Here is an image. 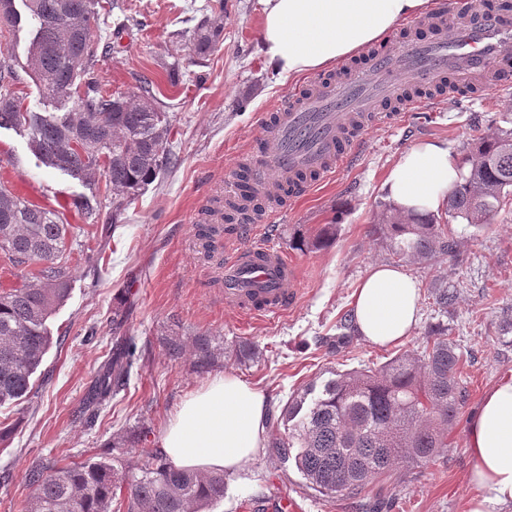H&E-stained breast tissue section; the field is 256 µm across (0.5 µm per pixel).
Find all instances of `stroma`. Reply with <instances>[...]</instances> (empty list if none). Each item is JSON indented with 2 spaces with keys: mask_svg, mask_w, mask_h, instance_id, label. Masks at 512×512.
<instances>
[{
  "mask_svg": "<svg viewBox=\"0 0 512 512\" xmlns=\"http://www.w3.org/2000/svg\"><path fill=\"white\" fill-rule=\"evenodd\" d=\"M129 2L146 25L120 51L100 57L96 73L111 90L122 92L135 87L140 75L152 78L153 92L168 114L177 161L128 205L109 236H101L99 225L84 223L78 212L67 214L73 238L85 251L73 258L68 298L47 321L56 342L31 378L37 407H0V424L10 429L0 439V473L9 475L0 483V512H22L29 496L25 474L38 458L111 462L113 441L141 423L151 428L148 447H157L183 400L214 376L235 375L280 406L333 373L377 367L399 352L418 350L426 327L437 322L447 325L463 356L467 390L448 436L450 447L431 461L401 464L368 491L383 492L386 512H465L475 493L466 451L468 420L484 393L512 373V329L503 322L512 311V207L483 226L452 222L454 250L448 255L400 261L420 288V319L404 341L375 347L355 334L343 341L340 322L351 313L353 294L372 267L392 261L388 240L372 231L389 204L382 184L391 166L422 141L447 143L458 156L488 127L512 128V79L463 101L368 127L349 167L285 198L283 218L267 240L296 262L297 295L284 311L247 316L225 305L224 282L201 254L198 220L206 209L223 206L226 193L239 192L238 175L257 157L270 112L308 80L281 75L265 61L259 0H224L220 14L210 13V0ZM199 11L222 29L217 49L200 63L189 41L172 39L174 31L193 30ZM31 39L28 25L0 28V59L17 71L14 91L24 105L48 116L63 106L43 95L28 70ZM174 55L180 59L175 77L160 66ZM8 164L14 169L12 191L41 207L104 187L103 179L87 182L45 167L22 128H0V166ZM327 224L336 227L329 244L293 249L294 236L316 238ZM443 282L457 288L444 314L430 295L431 287ZM120 303L130 310L128 327L145 359L126 391L89 427L78 409L107 358L112 310ZM175 330L186 336L205 333L228 347L253 344L259 353L244 363L221 356L209 372L199 374L190 361L173 363L166 357L162 340ZM261 493L293 499L302 512H359L348 496L324 500L307 487L293 461L271 460L264 450L226 474L224 499L209 512H253L252 500Z\"/></svg>",
  "mask_w": 512,
  "mask_h": 512,
  "instance_id": "obj_1",
  "label": "stroma"
}]
</instances>
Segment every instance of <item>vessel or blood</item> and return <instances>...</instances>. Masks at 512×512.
Returning a JSON list of instances; mask_svg holds the SVG:
<instances>
[{
	"label": "vessel or blood",
	"mask_w": 512,
	"mask_h": 512,
	"mask_svg": "<svg viewBox=\"0 0 512 512\" xmlns=\"http://www.w3.org/2000/svg\"><path fill=\"white\" fill-rule=\"evenodd\" d=\"M431 37H407L390 52H373L365 67L339 66L335 76L314 81L289 97L265 126V163L252 180L264 199L253 213L252 245L225 262L235 280L224 302L252 315L285 308L294 295L295 265L270 250L263 225L282 210L281 185L298 172L328 179L354 158L368 121L389 122L448 98L500 84L512 56V22L493 13L473 15L466 6L416 21Z\"/></svg>",
	"instance_id": "b4317fda"
}]
</instances>
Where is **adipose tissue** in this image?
Masks as SVG:
<instances>
[{"label":"adipose tissue","mask_w":512,"mask_h":512,"mask_svg":"<svg viewBox=\"0 0 512 512\" xmlns=\"http://www.w3.org/2000/svg\"><path fill=\"white\" fill-rule=\"evenodd\" d=\"M260 51L290 77L328 70L366 51L398 24L429 13L434 0H259ZM462 169L447 143L423 141L405 150L383 187L402 212L440 213ZM419 288L400 268L375 265L354 294V322L374 346L405 340L418 321ZM268 403L242 379L224 374L186 398L165 428L160 451L198 471L233 470L267 440ZM476 494L467 512H496L512 503V375L490 388L467 427Z\"/></svg>","instance_id":"obj_1"}]
</instances>
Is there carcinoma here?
<instances>
[{"label":"carcinoma","mask_w":512,"mask_h":512,"mask_svg":"<svg viewBox=\"0 0 512 512\" xmlns=\"http://www.w3.org/2000/svg\"><path fill=\"white\" fill-rule=\"evenodd\" d=\"M34 36L28 67L43 94L77 97L59 117L23 109L13 91L17 76L0 61V127L23 126L31 148L48 168L77 178L104 176L112 224L128 202L142 194L171 164L172 130L153 82L144 77L126 91L106 89L94 75L98 53L114 51L125 37L142 31L132 15L107 27L104 39H91L98 17L95 0H25ZM14 0H0V22L14 27L21 17ZM220 28L207 16L194 26V52L204 57L220 42ZM461 181L448 194V219L393 214L374 232L391 243L399 259H432L453 248L447 224L462 219L486 223L512 201V129L494 127L477 137L460 158ZM85 223L96 224L101 199L76 201ZM73 225L55 209L34 206L0 184V254L14 267L38 266L21 286L0 291V405L35 397L31 376L41 365L52 337L46 321L68 297ZM335 236L323 227L315 242L294 239L305 250L322 247ZM128 309L112 310V356L95 378L80 413L93 424L138 368L136 338L125 329ZM431 326L421 350L405 351L378 368L350 370L327 380L312 400L307 389L288 398L281 417L288 432L270 435V456L292 458L307 486L328 499L356 496L402 462H428L448 448L465 400L460 381L461 355ZM191 348L193 369L209 370L224 345L197 334L186 341L175 332L164 338L169 361L180 363ZM150 431L142 428L112 445V464L61 465L52 458L35 461L25 476L31 494L24 512H111L116 491L126 489V512H205L224 500V472L201 473L175 466L157 448L144 447Z\"/></svg>","instance_id":"carcinoma-1"}]
</instances>
